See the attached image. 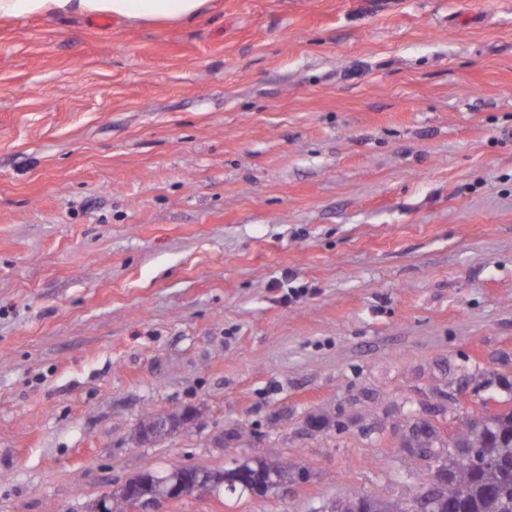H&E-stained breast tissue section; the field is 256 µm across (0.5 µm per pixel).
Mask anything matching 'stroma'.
I'll return each instance as SVG.
<instances>
[{
	"label": "stroma",
	"instance_id": "1",
	"mask_svg": "<svg viewBox=\"0 0 512 512\" xmlns=\"http://www.w3.org/2000/svg\"><path fill=\"white\" fill-rule=\"evenodd\" d=\"M512 399V0L0 19V512L263 459L326 512ZM191 410L155 441L145 410Z\"/></svg>",
	"mask_w": 512,
	"mask_h": 512
}]
</instances>
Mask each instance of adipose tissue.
<instances>
[{"label": "adipose tissue", "instance_id": "ef3b65f1", "mask_svg": "<svg viewBox=\"0 0 512 512\" xmlns=\"http://www.w3.org/2000/svg\"><path fill=\"white\" fill-rule=\"evenodd\" d=\"M210 0H0V18L113 16L152 22H182L206 12Z\"/></svg>", "mask_w": 512, "mask_h": 512}]
</instances>
